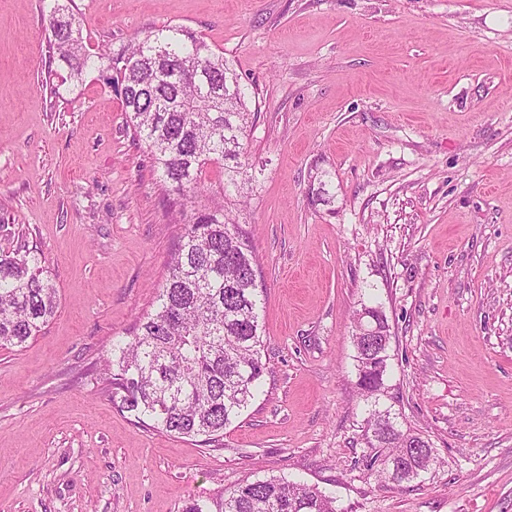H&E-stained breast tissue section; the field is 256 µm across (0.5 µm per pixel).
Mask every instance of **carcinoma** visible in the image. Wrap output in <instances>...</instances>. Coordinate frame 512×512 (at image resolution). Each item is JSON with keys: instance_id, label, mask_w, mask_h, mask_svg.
<instances>
[{"instance_id": "cac0c4a2", "label": "carcinoma", "mask_w": 512, "mask_h": 512, "mask_svg": "<svg viewBox=\"0 0 512 512\" xmlns=\"http://www.w3.org/2000/svg\"><path fill=\"white\" fill-rule=\"evenodd\" d=\"M50 49L74 76L108 61L134 134L147 144L168 196L180 243L167 263L154 311L132 339L112 349L108 377L122 407L182 437L209 441L248 407L266 367L256 256L248 233L230 218L224 199L196 208L203 174L224 169L223 192L250 182L243 140L252 123L251 93L232 64L182 26H165L114 54L87 52L82 29L53 7ZM53 279L38 254L0 253V347H20L57 311ZM357 385L371 398L384 388L390 336L353 335ZM370 464L392 480H415L434 461L422 436L400 430L379 410L366 418ZM224 512H337L317 487L270 476L224 495Z\"/></svg>"}]
</instances>
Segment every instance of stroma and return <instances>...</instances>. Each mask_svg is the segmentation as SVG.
Returning a JSON list of instances; mask_svg holds the SVG:
<instances>
[{
	"label": "stroma",
	"mask_w": 512,
	"mask_h": 512,
	"mask_svg": "<svg viewBox=\"0 0 512 512\" xmlns=\"http://www.w3.org/2000/svg\"><path fill=\"white\" fill-rule=\"evenodd\" d=\"M53 4L0 0V249L41 254L59 297L0 349V512H221L269 476L338 512H512V0H63L89 53L180 25L251 92L232 216L259 260L267 370L210 443L104 379L181 227L106 61L76 79L49 53ZM365 305L391 334L371 404ZM372 406L429 441L427 473L370 466ZM364 311L378 312L383 315L379 307H367L357 313L355 318V334L353 335V343L356 350V370H357V385L361 391L362 396L368 400L373 395L378 394L384 388V377L387 374L388 361L390 355L388 354L389 343L391 336L389 335V326L384 317L386 326L383 329L386 332L383 342H372V336L380 335L379 324L376 317H370L362 323L360 330L364 336H358V329L360 324V317ZM384 316V315H383Z\"/></svg>",
	"instance_id": "1"
}]
</instances>
